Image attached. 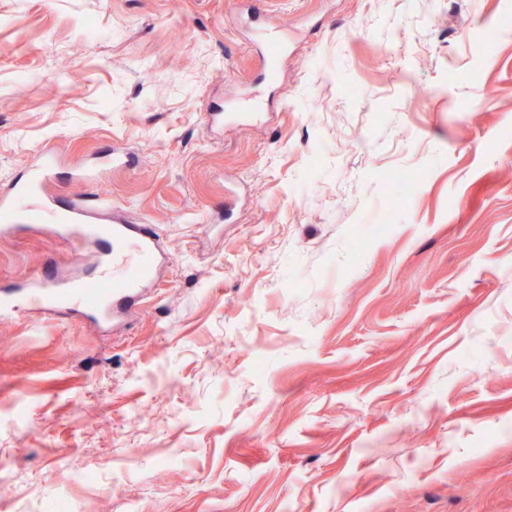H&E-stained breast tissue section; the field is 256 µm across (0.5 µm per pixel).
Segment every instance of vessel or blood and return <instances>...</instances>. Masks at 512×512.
<instances>
[{
  "mask_svg": "<svg viewBox=\"0 0 512 512\" xmlns=\"http://www.w3.org/2000/svg\"><path fill=\"white\" fill-rule=\"evenodd\" d=\"M287 45L288 32L284 29L262 41L265 55L273 63L285 57ZM127 163V155L116 149L98 162L76 167L73 176L91 182L104 168ZM56 170V154L43 150L29 177L11 192L0 195V237L18 232V219L41 223L43 233L97 247L100 260L96 274H80L83 257L75 255L72 274L37 276L24 284L1 288L0 316L43 310L77 316L102 329L111 328L118 315L138 304L144 288L171 257L152 225L110 219V206L99 200L78 199L66 209H57L54 198L44 192Z\"/></svg>",
  "mask_w": 512,
  "mask_h": 512,
  "instance_id": "1",
  "label": "vessel or blood"
}]
</instances>
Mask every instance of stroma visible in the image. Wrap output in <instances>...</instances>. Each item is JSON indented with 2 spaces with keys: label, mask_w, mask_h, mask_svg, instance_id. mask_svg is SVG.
I'll return each mask as SVG.
<instances>
[{
  "label": "stroma",
  "mask_w": 512,
  "mask_h": 512,
  "mask_svg": "<svg viewBox=\"0 0 512 512\" xmlns=\"http://www.w3.org/2000/svg\"><path fill=\"white\" fill-rule=\"evenodd\" d=\"M45 148L172 262L109 334L0 319L6 512H512V0H0V191ZM261 45L270 62H279L287 53L288 27L281 29L275 35H267ZM128 163L127 155L119 150L113 149L112 153L103 157L102 160L95 163H84L74 170L73 177L85 182H93L97 179L100 172L106 167L125 166Z\"/></svg>",
  "instance_id": "35a3bbf8"
}]
</instances>
